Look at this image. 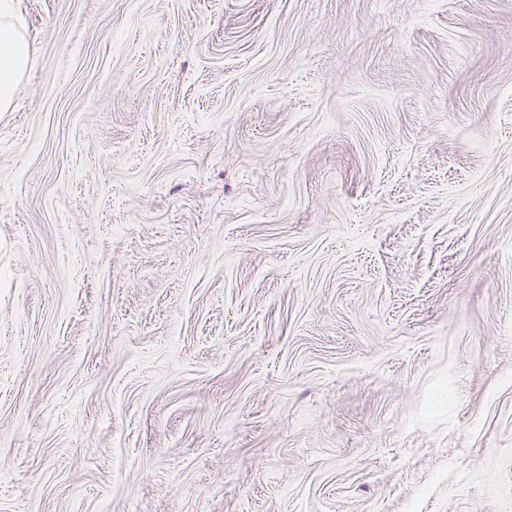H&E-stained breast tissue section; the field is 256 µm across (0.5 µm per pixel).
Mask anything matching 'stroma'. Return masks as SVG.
<instances>
[{"label":"stroma","instance_id":"35a3bbf8","mask_svg":"<svg viewBox=\"0 0 512 512\" xmlns=\"http://www.w3.org/2000/svg\"><path fill=\"white\" fill-rule=\"evenodd\" d=\"M0 512H512V0H10ZM28 46L18 29L0 22V111L9 108L26 71Z\"/></svg>","mask_w":512,"mask_h":512}]
</instances>
